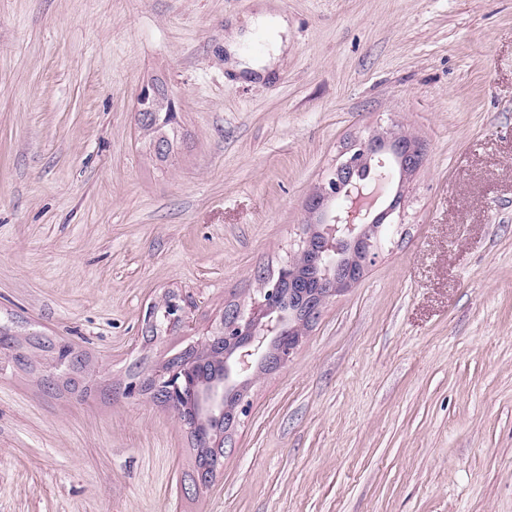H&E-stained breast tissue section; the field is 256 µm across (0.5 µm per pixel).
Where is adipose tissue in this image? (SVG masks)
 <instances>
[{
    "instance_id": "adipose-tissue-1",
    "label": "adipose tissue",
    "mask_w": 512,
    "mask_h": 512,
    "mask_svg": "<svg viewBox=\"0 0 512 512\" xmlns=\"http://www.w3.org/2000/svg\"><path fill=\"white\" fill-rule=\"evenodd\" d=\"M266 30L268 45L262 56L253 58L246 54L249 33L253 30ZM288 22L280 15L268 11H261L255 17L249 19L246 31H231L224 40V45L231 56L230 64L238 72L244 74H266L271 60L280 56L288 46L286 34Z\"/></svg>"
}]
</instances>
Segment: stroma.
I'll list each match as a JSON object with an SVG mask.
<instances>
[{"label":"stroma","instance_id":"35a3bbf8","mask_svg":"<svg viewBox=\"0 0 512 512\" xmlns=\"http://www.w3.org/2000/svg\"><path fill=\"white\" fill-rule=\"evenodd\" d=\"M263 8L288 47L250 81L224 37ZM385 131L422 154L392 234L252 376L201 485L132 373L259 298L341 152ZM171 294L185 324L147 337ZM1 326L0 512H512V0H0ZM141 92L142 104L138 108V112H143L144 106L147 104V102L153 100V94L159 93L157 89L151 86H144ZM141 115L142 116L139 120V123L141 125V129L144 131L151 133H161L162 131H168L171 132L174 136V127H171L174 121L169 118L168 112H165V110L162 112H143Z\"/></svg>","mask_w":512,"mask_h":512}]
</instances>
